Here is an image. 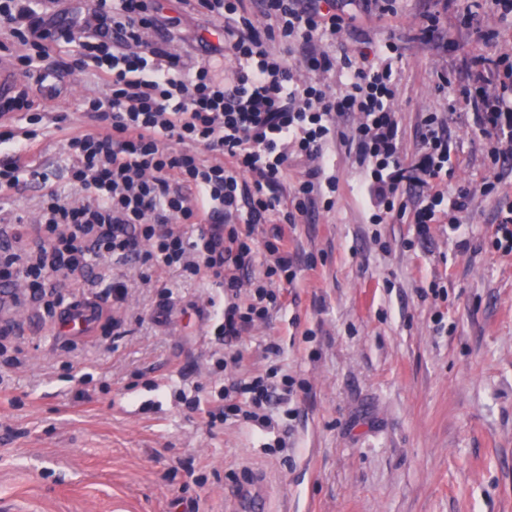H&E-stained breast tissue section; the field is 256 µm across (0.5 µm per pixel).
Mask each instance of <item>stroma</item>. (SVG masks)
<instances>
[{"label": "stroma", "instance_id": "obj_1", "mask_svg": "<svg viewBox=\"0 0 512 512\" xmlns=\"http://www.w3.org/2000/svg\"><path fill=\"white\" fill-rule=\"evenodd\" d=\"M160 5L161 18L179 21L182 54L219 75L232 68L201 48L219 20L181 0ZM395 7L378 18L348 6L356 20L341 37L351 51L367 40L403 46L394 108L404 163L421 152L422 117L448 113L444 194L473 191L457 224L432 225L420 241L409 219L370 223L355 153L327 148L335 205L286 225L297 277L268 321L236 341L254 370L276 341L279 364L303 385L294 415L272 432L202 417L221 405L225 382L222 316L207 305L223 296L214 278L166 269L146 283L127 265L125 301L81 339L54 335L38 304L0 303V512H243V489L263 491L276 512H512V252L495 244L512 172L483 192L487 140L460 120L456 97L462 59H512V16L486 13L489 41L467 26L472 0ZM104 89L77 73L38 95L40 113L68 115L27 153L59 190L84 100ZM279 435L285 447H274Z\"/></svg>", "mask_w": 512, "mask_h": 512}]
</instances>
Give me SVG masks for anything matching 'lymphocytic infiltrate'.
<instances>
[{"mask_svg":"<svg viewBox=\"0 0 512 512\" xmlns=\"http://www.w3.org/2000/svg\"><path fill=\"white\" fill-rule=\"evenodd\" d=\"M52 0H0V26L28 46L16 56L15 71L64 81L76 71L93 70L105 82L103 95L87 99L85 127L68 140L70 185L67 199L46 175L31 168L24 154L37 141L28 126L35 108L33 90L23 87L0 100V113L13 116L0 128V145L14 148L0 160V192H20L39 184L35 225L23 218L0 221V288L24 283L32 297L50 282L85 273L105 261L137 262L142 279L150 269L177 268L194 279L210 272L224 290L225 340L242 336L264 321L276 304L278 283H293L285 225L316 206L332 208L338 185L326 175L324 148L336 140L354 150L377 199L371 223L390 215L410 216L417 238L430 234L442 203L467 209L471 192L401 196L403 183L422 186L448 174L451 147L441 113H426L420 135L422 155L404 165L393 103L395 72L403 55L394 42H365L339 58L317 51L319 39H338L347 25L346 0H255L266 19L258 30L245 0H194L198 10L222 19L224 38L205 43L206 52L231 57L230 77L220 79L208 63L190 66L169 42L146 41L158 28V0H95L88 19L51 10ZM76 44L70 64H49L54 44ZM324 73L347 72L339 93L314 80H297V65ZM473 79L460 95L482 125L497 132L491 146L494 164L512 167V62L486 56L472 60ZM495 94H488L491 84ZM350 119L348 130L336 121ZM310 161L311 169L293 192L294 207H280L277 189L290 156ZM277 216L263 240L254 229ZM197 228L196 237L178 232ZM261 266L265 280L245 288L242 275ZM244 349L225 352L235 374L224 391L238 402L225 414L260 418L270 403L288 405L295 380L278 365L265 373L243 372Z\"/></svg>","mask_w":512,"mask_h":512,"instance_id":"f902f5d3","label":"lymphocytic infiltrate"}]
</instances>
